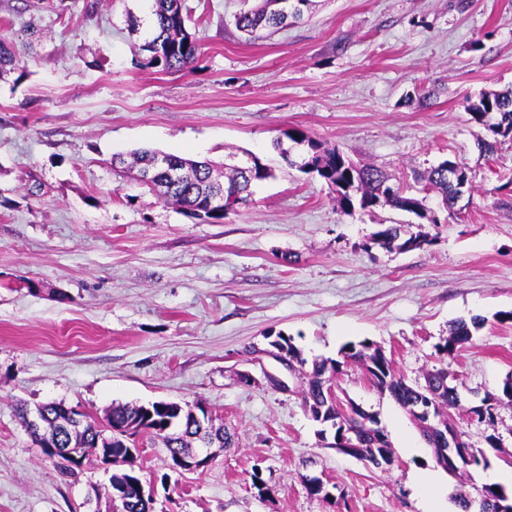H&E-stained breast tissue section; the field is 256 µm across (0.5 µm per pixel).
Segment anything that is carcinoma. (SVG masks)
I'll return each instance as SVG.
<instances>
[{
  "instance_id": "1",
  "label": "carcinoma",
  "mask_w": 512,
  "mask_h": 512,
  "mask_svg": "<svg viewBox=\"0 0 512 512\" xmlns=\"http://www.w3.org/2000/svg\"><path fill=\"white\" fill-rule=\"evenodd\" d=\"M184 4L176 5L174 0H155L154 35L149 41L150 48L146 55L135 63V67L152 69L162 73H178L192 67L201 54V46L186 27ZM235 26L248 39H259L282 29L277 20V12L271 8V0H257V5L235 17ZM27 63L12 53L6 41L0 38V74L7 71H18L26 74ZM464 110L468 121L493 136V140L483 142L485 149L493 151L496 139L512 138V89L502 93H482L478 98H466ZM289 137L300 144H305L310 155L300 165L309 173L317 174L332 192L345 210L356 206L366 210L379 204L422 216L424 207L421 199L410 192V189L389 184L388 176L373 166L353 167L342 152L337 149H324L310 139L304 132L295 130ZM169 163L181 170L175 180L158 174L152 180V190L166 204H171L189 213L192 217L211 224L224 223V210L209 207V197L214 189L221 186L228 195L237 194L239 200L245 202L251 195V187L272 177L271 170L263 165L246 171L240 167L229 171H220L208 161H194L179 156H169ZM454 166L468 181L465 170L458 163L444 161L430 169L424 176L423 190L434 191L441 196L442 202L449 206L454 204L460 190L448 181V166ZM380 247L392 251L394 249L413 250L422 246L420 236L414 235L400 240L398 228L389 226L376 233ZM483 319L474 317L470 321L459 320L449 329L448 339L438 346L440 358L454 356L455 352L472 340V330L479 328ZM359 363L365 375L380 391L387 392L402 408L412 411L417 396L423 392L431 394L434 412L442 418L448 417L451 410H461L478 421L494 420V410L501 403H512V378L506 381L502 394H487L481 400L483 407H465L459 403L451 390L444 386L445 371L434 369L424 375V383H409L395 375L391 360L383 355L380 349L372 348V344L361 342L349 344L343 352V360L313 361L311 370L304 373L303 399L307 411L324 422L339 423L335 432L342 431L343 426L364 428L361 419L369 418L375 425L374 431L384 437L382 446L374 443L370 431H365L362 451L356 459L371 463L375 455L392 458V449L387 434L379 427L375 415L368 416L352 409L341 400L330 394V378L342 371L344 362ZM62 404L51 402L42 405L44 410V431L52 434L60 417L58 408ZM205 403L200 400L183 404L169 401H155L147 405L124 404L112 407L104 420L100 421L88 414H83L82 429L75 432L72 439H61V447L72 446L79 457L77 461H59V471L71 476L84 464L90 456L100 457L106 450H112V504L113 512H142L136 505L142 497L150 496L151 491L145 490L140 478L126 467L133 465L134 454L130 449L142 446L138 435L148 434L153 442L161 443L173 457L182 454L190 457L191 449L203 441L216 448L234 446V436L226 429L222 418L209 420V425L201 426L195 413L204 411ZM479 498L485 500L486 508L482 512H500L507 507L512 509V496L506 493L503 486H485L476 490Z\"/></svg>"
}]
</instances>
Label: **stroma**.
<instances>
[{"mask_svg": "<svg viewBox=\"0 0 512 512\" xmlns=\"http://www.w3.org/2000/svg\"><path fill=\"white\" fill-rule=\"evenodd\" d=\"M254 3L185 0L202 55L166 74L133 65L154 0H0V36L28 63L24 77L0 78V512L107 501L97 461L62 476L18 402L101 417L115 404L197 399L235 445L183 474L169 473L162 445L144 446L142 482L170 476L160 512H420L413 478L438 467L405 411L344 367L336 394L377 415L393 462L340 453L304 406L300 366L267 355L269 342L289 336L311 362L369 341L407 382L443 366L472 405L512 378V321L499 319L512 311V139L486 151L462 107L512 88V0H314L299 23L250 41L234 17ZM296 129L416 189L455 161L470 188L448 208L428 194L423 218L344 211L299 168ZM144 148L221 165L252 154L275 177L209 224L126 170ZM389 225L428 242L374 245ZM474 317L484 323L472 341L439 360L450 325ZM449 420L473 447L494 435L500 449L488 468L444 477L445 491L489 483L512 454V404L491 424ZM305 475L333 485V499L309 496Z\"/></svg>", "mask_w": 512, "mask_h": 512, "instance_id": "35a3bbf8", "label": "stroma"}]
</instances>
